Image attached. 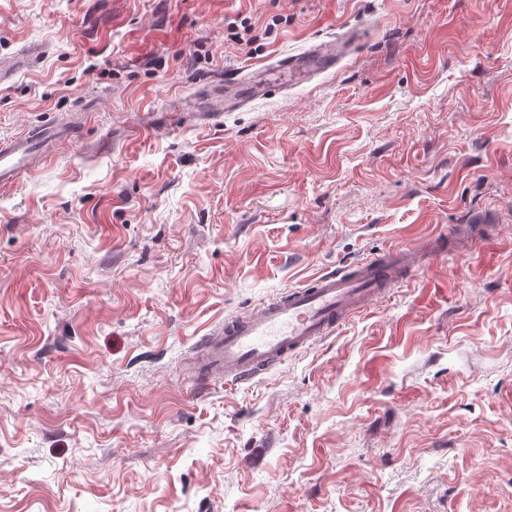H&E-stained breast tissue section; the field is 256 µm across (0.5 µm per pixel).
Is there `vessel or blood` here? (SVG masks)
<instances>
[{
	"label": "vessel or blood",
	"mask_w": 512,
	"mask_h": 512,
	"mask_svg": "<svg viewBox=\"0 0 512 512\" xmlns=\"http://www.w3.org/2000/svg\"><path fill=\"white\" fill-rule=\"evenodd\" d=\"M348 50L344 40L331 37L314 43L303 58L287 56L270 66L230 70L212 92L178 99L176 109L206 120L220 118L232 107L284 92L288 84L335 69ZM75 131L72 125L43 124L0 139V187L12 186L23 175L37 171L42 158ZM416 256V250L396 249L380 259L325 271L303 287L226 318L198 349L200 370L217 380L243 383L274 368L384 297L414 265Z\"/></svg>",
	"instance_id": "vessel-or-blood-1"
}]
</instances>
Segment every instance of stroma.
Wrapping results in <instances>:
<instances>
[{"label": "stroma", "instance_id": "1", "mask_svg": "<svg viewBox=\"0 0 512 512\" xmlns=\"http://www.w3.org/2000/svg\"><path fill=\"white\" fill-rule=\"evenodd\" d=\"M244 24L242 38L227 24ZM216 123L171 100L332 35ZM0 512H512V0H0ZM398 284L237 386L203 336L388 250ZM77 126L43 124L25 133L0 139V187L16 184L20 178L39 169L42 158Z\"/></svg>", "mask_w": 512, "mask_h": 512}]
</instances>
